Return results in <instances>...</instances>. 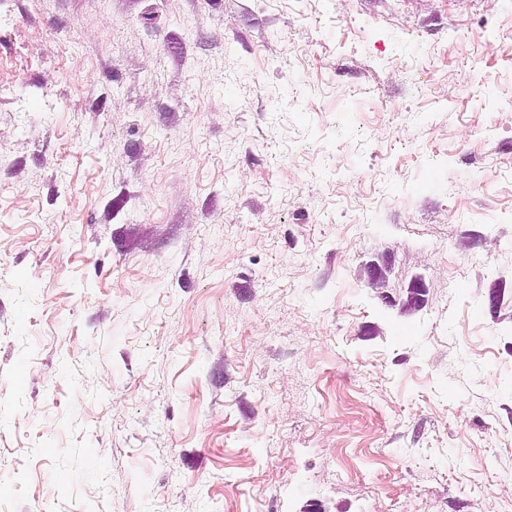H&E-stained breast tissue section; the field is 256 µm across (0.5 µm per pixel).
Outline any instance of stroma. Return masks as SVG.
<instances>
[{
	"instance_id": "obj_1",
	"label": "stroma",
	"mask_w": 512,
	"mask_h": 512,
	"mask_svg": "<svg viewBox=\"0 0 512 512\" xmlns=\"http://www.w3.org/2000/svg\"><path fill=\"white\" fill-rule=\"evenodd\" d=\"M512 0H0V512H512Z\"/></svg>"
}]
</instances>
